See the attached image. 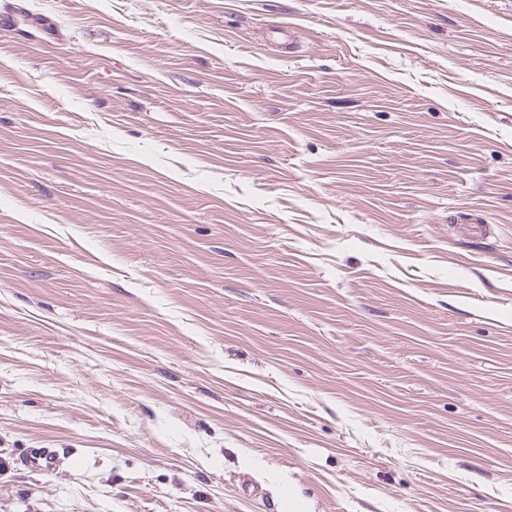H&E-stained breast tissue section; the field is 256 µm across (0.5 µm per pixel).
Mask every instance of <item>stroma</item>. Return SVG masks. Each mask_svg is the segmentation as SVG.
<instances>
[{
	"instance_id": "stroma-1",
	"label": "stroma",
	"mask_w": 512,
	"mask_h": 512,
	"mask_svg": "<svg viewBox=\"0 0 512 512\" xmlns=\"http://www.w3.org/2000/svg\"><path fill=\"white\" fill-rule=\"evenodd\" d=\"M16 2L0 512H512V0Z\"/></svg>"
}]
</instances>
